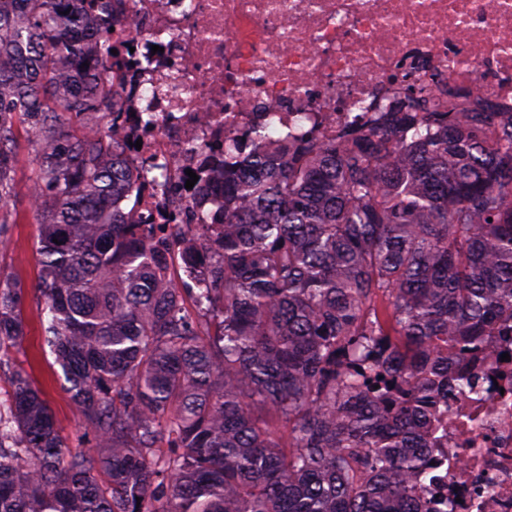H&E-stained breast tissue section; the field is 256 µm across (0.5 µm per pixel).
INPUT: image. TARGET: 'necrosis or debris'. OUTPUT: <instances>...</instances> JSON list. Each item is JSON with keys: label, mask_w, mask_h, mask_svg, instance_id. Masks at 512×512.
Instances as JSON below:
<instances>
[{"label": "necrosis or debris", "mask_w": 512, "mask_h": 512, "mask_svg": "<svg viewBox=\"0 0 512 512\" xmlns=\"http://www.w3.org/2000/svg\"><path fill=\"white\" fill-rule=\"evenodd\" d=\"M122 16L113 39L134 60L114 66L131 167L160 176L139 214L151 224L205 220L188 173L225 141L267 123L282 135L335 138L346 121L373 117L406 85L432 105L466 88L470 101L512 112V0H101ZM512 360L495 355L483 392L450 402L448 512H512Z\"/></svg>", "instance_id": "obj_1"}]
</instances>
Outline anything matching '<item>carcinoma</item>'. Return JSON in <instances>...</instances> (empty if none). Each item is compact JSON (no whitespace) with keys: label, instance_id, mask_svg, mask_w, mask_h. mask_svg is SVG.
Listing matches in <instances>:
<instances>
[{"label":"carcinoma","instance_id":"cac0c4a2","mask_svg":"<svg viewBox=\"0 0 512 512\" xmlns=\"http://www.w3.org/2000/svg\"><path fill=\"white\" fill-rule=\"evenodd\" d=\"M98 0H0V212L21 142L44 343L94 452L11 368L0 512H441L448 403L512 326V112L409 97L329 142L232 138L204 224H144Z\"/></svg>","mask_w":512,"mask_h":512}]
</instances>
